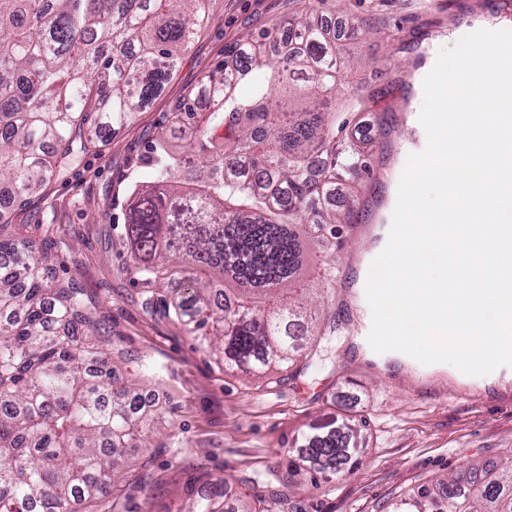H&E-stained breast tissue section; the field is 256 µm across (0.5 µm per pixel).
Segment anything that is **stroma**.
<instances>
[{"label":"stroma","mask_w":512,"mask_h":512,"mask_svg":"<svg viewBox=\"0 0 512 512\" xmlns=\"http://www.w3.org/2000/svg\"><path fill=\"white\" fill-rule=\"evenodd\" d=\"M303 0H210V24L180 58L173 76L125 125L111 129L77 168L50 181L0 221V236L55 241L59 279L78 278L100 318V333L121 357L120 381H135L151 407L172 420L152 449V483L134 491L137 512H183L201 472L225 476L243 494L246 478L285 474L303 436L320 426L360 425L364 451L353 474L311 479L295 473L270 512H374L392 492L446 474L469 459H497L512 448V366L469 376L448 363L425 365L370 347L371 308L363 288L388 243L397 190L409 155L428 145L416 123L423 80L441 48L460 30L512 29V0H345L356 16L401 30L344 41L361 67L346 71L344 90L367 84L379 93L365 113L377 145L370 172L352 186V225L336 251V288L328 304L342 328L335 364L278 384L244 381L220 369L184 328L146 314L122 240L123 214L112 205L131 184L125 174L144 153L163 115L227 47L251 32L283 25Z\"/></svg>","instance_id":"stroma-1"}]
</instances>
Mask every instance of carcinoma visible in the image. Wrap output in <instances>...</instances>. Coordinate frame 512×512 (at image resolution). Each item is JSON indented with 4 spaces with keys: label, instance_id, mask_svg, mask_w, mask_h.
<instances>
[{
    "label": "carcinoma",
    "instance_id": "cac0c4a2",
    "mask_svg": "<svg viewBox=\"0 0 512 512\" xmlns=\"http://www.w3.org/2000/svg\"><path fill=\"white\" fill-rule=\"evenodd\" d=\"M208 0H0V182L22 203L79 164L106 130L126 124L170 78ZM317 6L288 26L227 48L137 161L149 181L124 222L142 309L161 310L225 366L253 378L335 364L339 325L312 305L330 293L335 260L315 245L350 223L346 176L369 172L373 142L338 112L350 59ZM370 24L352 19L348 38ZM109 341L77 278L28 238L0 237V512H122L126 460L163 425L113 377ZM356 429L314 432L295 468L352 472ZM226 481H205L184 512H266L277 493L253 484L227 506ZM379 512H512V459L471 460Z\"/></svg>",
    "mask_w": 512,
    "mask_h": 512
}]
</instances>
